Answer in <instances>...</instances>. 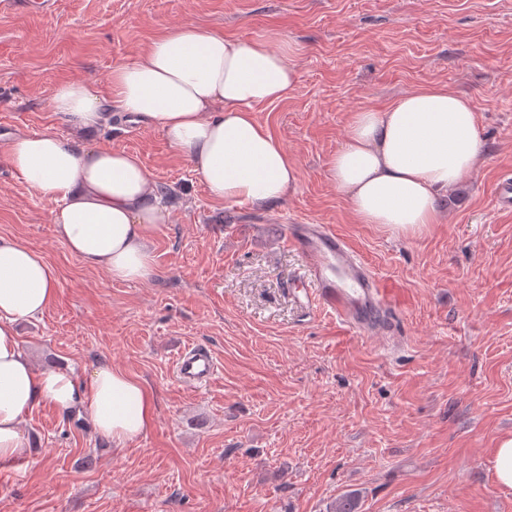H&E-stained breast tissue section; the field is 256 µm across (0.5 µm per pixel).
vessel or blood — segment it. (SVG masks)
I'll return each mask as SVG.
<instances>
[{
  "mask_svg": "<svg viewBox=\"0 0 512 512\" xmlns=\"http://www.w3.org/2000/svg\"><path fill=\"white\" fill-rule=\"evenodd\" d=\"M288 241L305 263L303 304L334 314L351 331L366 335L384 322L393 295L350 250L345 240L321 224H292ZM179 380L194 388L208 384L217 363L206 348H185L177 357Z\"/></svg>",
  "mask_w": 512,
  "mask_h": 512,
  "instance_id": "1",
  "label": "vessel or blood"
}]
</instances>
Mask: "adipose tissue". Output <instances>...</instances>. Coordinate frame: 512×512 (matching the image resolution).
Instances as JSON below:
<instances>
[{
    "label": "adipose tissue",
    "mask_w": 512,
    "mask_h": 512,
    "mask_svg": "<svg viewBox=\"0 0 512 512\" xmlns=\"http://www.w3.org/2000/svg\"><path fill=\"white\" fill-rule=\"evenodd\" d=\"M297 84L280 35L243 41L184 24L113 68L108 95L66 81L53 88L51 104L79 133L111 121L120 109L130 122L158 129L211 198L265 207L295 192L298 168L254 109L288 97ZM483 152L473 102L433 85L386 107L353 112L327 170L358 223L414 234L438 223L440 196L473 175ZM6 158L27 185L57 203L55 234L86 266L121 281L154 274L151 246L170 213L135 155L81 148L41 132L14 136ZM56 286L40 254L0 236L2 461L28 457L20 424L39 405L88 415L94 430L118 447L153 423L152 393L110 363L98 364L84 383L69 368L33 367L17 325L42 315Z\"/></svg>",
    "instance_id": "1"
}]
</instances>
